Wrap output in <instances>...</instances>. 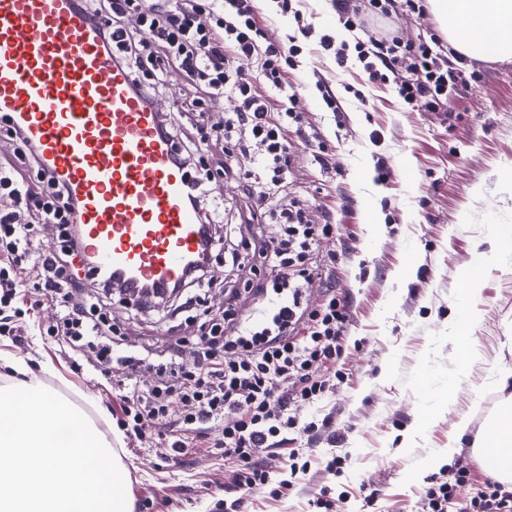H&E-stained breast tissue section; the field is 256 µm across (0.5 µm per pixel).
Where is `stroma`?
Returning <instances> with one entry per match:
<instances>
[{
  "mask_svg": "<svg viewBox=\"0 0 512 512\" xmlns=\"http://www.w3.org/2000/svg\"><path fill=\"white\" fill-rule=\"evenodd\" d=\"M301 10L316 33L353 42L331 0H304ZM466 68L480 71V80L459 86L449 108L433 112L412 109L391 85L368 83L359 62L338 67L330 53L304 55L291 74L304 131L288 135V185L277 202L298 200L313 220L327 215L336 226L319 245L333 277L315 281L306 300L317 303L328 287L347 305L336 361L344 381L319 404L293 408L299 425L315 421L319 430L256 450L269 483L248 497L245 512H313L311 502L322 494L335 500L336 512H421L425 491L440 475L426 464L447 447L464 415L470 424L456 459L475 479L485 477L476 449L506 399L495 388L497 373L512 370V265L494 259L492 233L493 226H512V62L471 59ZM320 80L335 91L337 111H326ZM198 154L214 170L210 199L224 208L214 234L213 282L200 288V306H136L96 288L73 297L109 311L116 345L141 359L144 386L154 383L171 344L193 361L200 338L228 304L246 316L267 304L265 295L234 292L249 271L227 260L258 230L246 221L248 183L217 171L221 144L200 146ZM382 164L392 173L385 182L377 179ZM471 276L480 293L466 346L450 322L467 306L463 290ZM54 320V308L43 307L22 319L23 344L0 339V385L12 380L3 364L8 357L83 407L128 470L133 512H216L240 465L225 461L211 436L193 441L175 462L154 446L128 450L111 414L113 399L97 384L93 352L82 356L79 377L59 346L41 336ZM293 449L306 472L291 474ZM336 455L343 467L328 469Z\"/></svg>",
  "mask_w": 512,
  "mask_h": 512,
  "instance_id": "1",
  "label": "stroma"
}]
</instances>
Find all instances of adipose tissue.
Masks as SVG:
<instances>
[{
	"label": "adipose tissue",
	"instance_id": "1",
	"mask_svg": "<svg viewBox=\"0 0 512 512\" xmlns=\"http://www.w3.org/2000/svg\"><path fill=\"white\" fill-rule=\"evenodd\" d=\"M432 9L463 57L512 60V0H431ZM483 447L499 459L497 477L512 482V396L484 434Z\"/></svg>",
	"mask_w": 512,
	"mask_h": 512
}]
</instances>
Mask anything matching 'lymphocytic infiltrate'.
Segmentation results:
<instances>
[{
    "label": "lymphocytic infiltrate",
    "instance_id": "obj_1",
    "mask_svg": "<svg viewBox=\"0 0 512 512\" xmlns=\"http://www.w3.org/2000/svg\"><path fill=\"white\" fill-rule=\"evenodd\" d=\"M75 2L99 21L105 45L130 69L134 91L147 101H154L172 68L200 91L199 97L180 102L178 111L200 113L205 104L231 99L233 109L218 137L236 163L224 171L250 181L251 219H275L274 236L249 246L265 270L260 289L274 302L264 318L254 321L227 309L203 343V363L170 360L158 369L155 385L141 389L139 359L105 342L103 315L69 302L85 287L73 267L82 251V236L74 230L80 201L64 183L42 173L37 147L8 127L0 133L18 144L19 162L0 165V337L20 336L19 322L28 312L57 307L59 316L46 329L51 341L77 355L94 348L96 369L104 378L112 377L113 365L123 367V377L115 379L120 396L112 414L129 442H145L150 422L166 417L174 394L182 411L167 439L169 454L183 453L206 425H222L225 459L244 464L237 496L228 507L241 512L248 493L269 480L267 470L253 460L255 450L274 447L284 430L294 428L291 402L315 405L328 391L330 380L321 371L340 354L347 318L333 291L313 307L305 300L322 268L318 245L333 236L334 225L310 223L297 205L279 211L268 206L271 192L287 184L288 132L302 125L289 92L291 70L306 53H333L342 68L354 58L363 63L370 82H393L398 98L421 111L449 102L469 78L448 65L440 35L407 41L386 26L393 0H333L340 24L362 34L352 45L336 44L328 34L314 35L293 0H277L280 13L292 15L298 25L297 34L284 43L268 40L255 0H213L209 7L201 0ZM132 11L139 22L135 32L123 23ZM245 62L254 64V76L243 73ZM254 144L263 150L257 159L250 155ZM35 224L57 225L60 248L36 250L31 238ZM23 277L36 289V299L27 300L18 291ZM470 478L463 465L443 471L427 489L422 512H449Z\"/></svg>",
    "mask_w": 512,
    "mask_h": 512
}]
</instances>
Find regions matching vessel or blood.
I'll return each instance as SVG.
<instances>
[{"mask_svg":"<svg viewBox=\"0 0 512 512\" xmlns=\"http://www.w3.org/2000/svg\"><path fill=\"white\" fill-rule=\"evenodd\" d=\"M0 114L81 202L89 273L161 288L184 280L204 246L188 173L158 108L133 92L75 0H0Z\"/></svg>","mask_w":512,"mask_h":512,"instance_id":"obj_1","label":"vessel or blood"}]
</instances>
